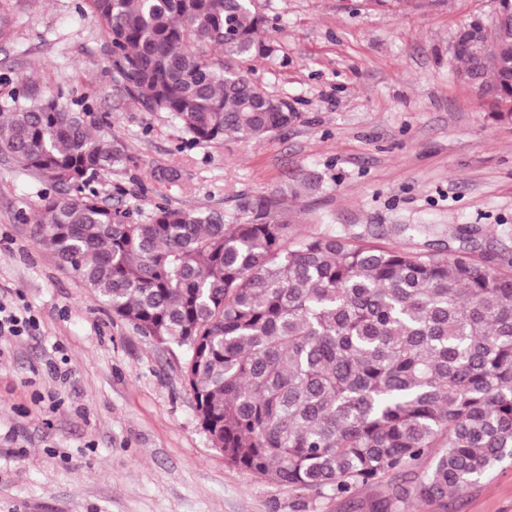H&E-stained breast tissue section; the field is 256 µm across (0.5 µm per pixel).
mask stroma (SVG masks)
<instances>
[{
	"label": "stroma",
	"mask_w": 512,
	"mask_h": 512,
	"mask_svg": "<svg viewBox=\"0 0 512 512\" xmlns=\"http://www.w3.org/2000/svg\"><path fill=\"white\" fill-rule=\"evenodd\" d=\"M83 0H11L0 39V103L21 84L72 93L107 116L135 164L94 182L135 217L158 204L223 214L283 190L301 170L323 191L283 204L297 236L399 225L418 249L512 255V120L456 77L460 27L491 23L498 0H256L271 20L275 60L253 81L299 114L257 143L183 141L164 112H144L115 87L108 47ZM179 168L172 184L157 176ZM48 185L0 155V302L26 310L19 336H0V512H360L352 501L293 491L228 465L197 418L184 355L143 335L31 236L28 216ZM512 512V463L447 508Z\"/></svg>",
	"instance_id": "1"
}]
</instances>
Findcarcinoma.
Wrapping results in <instances>:
<instances>
[{
	"instance_id": "carcinoma-1",
	"label": "carcinoma",
	"mask_w": 512,
	"mask_h": 512,
	"mask_svg": "<svg viewBox=\"0 0 512 512\" xmlns=\"http://www.w3.org/2000/svg\"><path fill=\"white\" fill-rule=\"evenodd\" d=\"M112 80L188 141H260L298 113L259 87L270 20L254 0H84ZM453 52L512 117V0ZM27 86L0 106V153L51 183L29 218L35 242L112 313L184 348V374L212 447L292 490L348 499L391 475L369 512H410L477 486L512 461V261L419 251L359 236L293 240L277 194L243 220L158 205L145 219L90 189L132 163L105 117ZM303 172L290 190L311 193ZM427 467L418 469L421 462Z\"/></svg>"
}]
</instances>
